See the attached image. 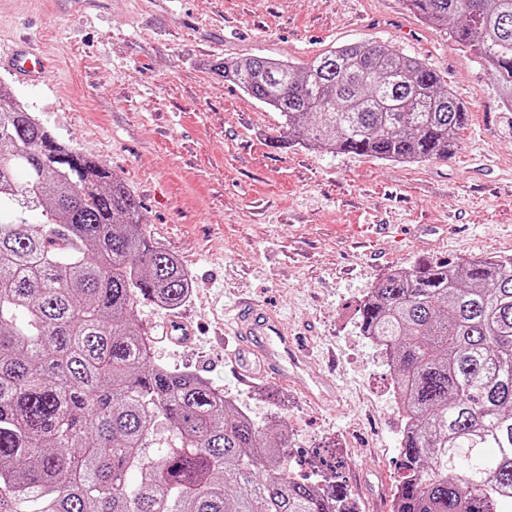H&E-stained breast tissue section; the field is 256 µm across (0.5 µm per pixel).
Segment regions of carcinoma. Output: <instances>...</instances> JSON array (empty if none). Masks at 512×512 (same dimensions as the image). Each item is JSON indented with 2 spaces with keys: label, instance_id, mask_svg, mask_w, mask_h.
Wrapping results in <instances>:
<instances>
[{
  "label": "carcinoma",
  "instance_id": "1",
  "mask_svg": "<svg viewBox=\"0 0 512 512\" xmlns=\"http://www.w3.org/2000/svg\"><path fill=\"white\" fill-rule=\"evenodd\" d=\"M405 4L468 45L512 111V0ZM224 79L297 144L336 154L446 158L468 121L440 74L391 43L226 62ZM142 224L121 179L0 85V512H352L338 467L288 476L284 420L259 426L154 361L133 305L179 309L191 280ZM357 328L405 397L394 512H512V257L400 268Z\"/></svg>",
  "mask_w": 512,
  "mask_h": 512
}]
</instances>
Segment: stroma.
Masks as SVG:
<instances>
[{
	"instance_id": "35a3bbf8",
	"label": "stroma",
	"mask_w": 512,
	"mask_h": 512,
	"mask_svg": "<svg viewBox=\"0 0 512 512\" xmlns=\"http://www.w3.org/2000/svg\"><path fill=\"white\" fill-rule=\"evenodd\" d=\"M47 53L44 82L0 69L12 101L95 157L139 200L143 229L178 258L194 293L181 308L140 298L134 322L156 362L279 417L296 476L335 442L350 500L383 512L401 479L394 373L356 327L379 280L414 262L512 255V112L468 47L402 0H0V49ZM389 42L444 76L469 118L449 157L414 164L270 139L277 112L225 81L251 56L300 63L331 47ZM247 297L277 310L338 387L316 403L307 374L239 381L219 338ZM188 323V342L165 326Z\"/></svg>"
}]
</instances>
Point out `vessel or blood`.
Segmentation results:
<instances>
[{"mask_svg": "<svg viewBox=\"0 0 512 512\" xmlns=\"http://www.w3.org/2000/svg\"><path fill=\"white\" fill-rule=\"evenodd\" d=\"M0 64L12 69L18 77L40 81L45 66L32 44L10 55L0 54ZM233 342L241 363L242 382L256 377L279 382L288 381L291 367H306L307 358L287 324L269 307L252 300L238 303L233 317Z\"/></svg>", "mask_w": 512, "mask_h": 512, "instance_id": "vessel-or-blood-1", "label": "vessel or blood"}]
</instances>
